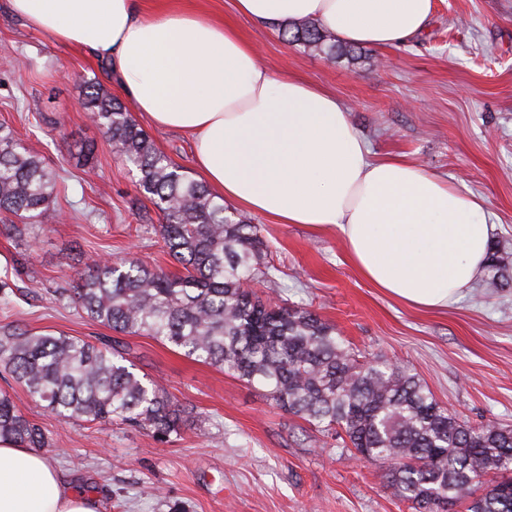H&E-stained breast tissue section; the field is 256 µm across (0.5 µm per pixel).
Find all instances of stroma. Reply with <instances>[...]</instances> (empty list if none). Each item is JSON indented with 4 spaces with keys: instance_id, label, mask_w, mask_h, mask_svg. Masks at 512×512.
Instances as JSON below:
<instances>
[{
    "instance_id": "35a3bbf8",
    "label": "stroma",
    "mask_w": 512,
    "mask_h": 512,
    "mask_svg": "<svg viewBox=\"0 0 512 512\" xmlns=\"http://www.w3.org/2000/svg\"><path fill=\"white\" fill-rule=\"evenodd\" d=\"M182 4L238 27L272 72H293L336 94L373 156L406 157L482 199L495 226L491 248L512 264V0H435L412 41L359 45L332 59L239 15L235 0ZM90 83L125 96L104 61L49 43L0 0V123L58 174L53 203L26 245L0 235V273L19 261L24 277L39 283L37 292L17 295L14 308L0 309V326L20 321L36 333L97 344L115 332L58 301V289L103 258L136 257L166 270L171 263L159 212L80 107ZM147 133L196 177L186 135ZM243 218L261 225L282 270L274 282L253 283L254 291L308 305L359 356L417 374L461 420L512 427V288L493 292L480 280L447 310L413 309L363 279L335 234L249 212ZM122 339L139 374L194 407L201 421L166 442L118 421L66 422L0 374V391L52 438L49 460L98 498L99 512L177 505L184 512H411L389 487L385 465L353 459L332 436L306 445L305 422L262 388L151 337Z\"/></svg>"
}]
</instances>
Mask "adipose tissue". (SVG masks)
<instances>
[{
	"mask_svg": "<svg viewBox=\"0 0 512 512\" xmlns=\"http://www.w3.org/2000/svg\"><path fill=\"white\" fill-rule=\"evenodd\" d=\"M53 44L105 59L150 125L191 137L216 196L279 224L333 231L359 274L421 310L456 304L483 274L494 227L481 203L399 158L372 159L339 99L260 66L233 25L138 0H8ZM260 23L315 21L388 48L419 33L434 0H235ZM46 456L0 441V512H97Z\"/></svg>",
	"mask_w": 512,
	"mask_h": 512,
	"instance_id": "ef3b65f1",
	"label": "adipose tissue"
}]
</instances>
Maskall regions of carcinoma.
Segmentation results:
<instances>
[{"mask_svg":"<svg viewBox=\"0 0 512 512\" xmlns=\"http://www.w3.org/2000/svg\"><path fill=\"white\" fill-rule=\"evenodd\" d=\"M283 37L336 55L335 36L313 22L287 26ZM82 105L113 154L138 172L139 190L162 215L158 232L179 271L134 257L96 261L59 299L116 333L149 336L266 389L277 406L309 424L308 444L332 431L354 456L386 465L389 486L415 512H448L458 502L466 512H512V478L502 477L512 471V428L459 420L416 375L379 358L359 360L314 310L257 296L249 283L271 282L278 272L260 225L229 213L99 86L88 85ZM54 187L41 156L0 124V233L18 241L29 236L49 210ZM487 270L488 287L512 288V268L494 252ZM21 281L18 269L12 279L0 277L3 305ZM0 371L43 410L68 421L119 420L167 439L193 414L137 374L118 340L98 346L15 323L0 329ZM0 440L52 447L5 391Z\"/></svg>","mask_w":512,"mask_h":512,"instance_id":"1","label":"carcinoma"}]
</instances>
